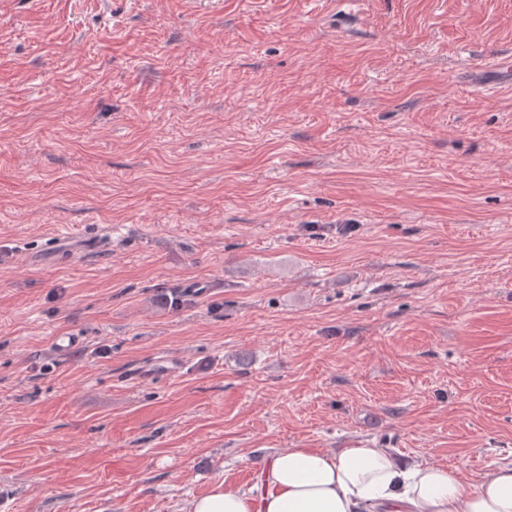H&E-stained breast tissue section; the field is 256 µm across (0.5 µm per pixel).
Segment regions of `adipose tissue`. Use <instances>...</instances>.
Masks as SVG:
<instances>
[{
	"label": "adipose tissue",
	"mask_w": 512,
	"mask_h": 512,
	"mask_svg": "<svg viewBox=\"0 0 512 512\" xmlns=\"http://www.w3.org/2000/svg\"><path fill=\"white\" fill-rule=\"evenodd\" d=\"M185 512H512V465L466 484L454 470L399 460L377 443L272 453L258 483H226L191 498Z\"/></svg>",
	"instance_id": "ef3b65f1"
}]
</instances>
